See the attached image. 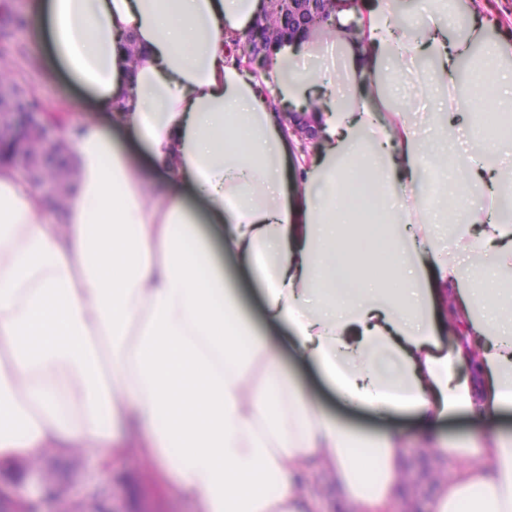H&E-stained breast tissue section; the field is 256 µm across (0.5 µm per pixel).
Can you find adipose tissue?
<instances>
[{"instance_id": "ef3b65f1", "label": "adipose tissue", "mask_w": 512, "mask_h": 512, "mask_svg": "<svg viewBox=\"0 0 512 512\" xmlns=\"http://www.w3.org/2000/svg\"><path fill=\"white\" fill-rule=\"evenodd\" d=\"M361 7L253 76L224 47L257 0H36L31 39L109 121L73 134L63 200L0 165V462L131 446L198 512H310L313 466L384 512L402 431L303 389L227 288L229 253L343 402L415 420L434 512H512V431L435 428L512 410V160L488 163L512 148V40L450 0L405 25ZM307 99L322 148L292 187L281 113Z\"/></svg>"}]
</instances>
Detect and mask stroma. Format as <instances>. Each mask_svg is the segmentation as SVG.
Here are the masks:
<instances>
[{
  "label": "stroma",
  "mask_w": 512,
  "mask_h": 512,
  "mask_svg": "<svg viewBox=\"0 0 512 512\" xmlns=\"http://www.w3.org/2000/svg\"><path fill=\"white\" fill-rule=\"evenodd\" d=\"M32 0H13L10 16H0V60L14 65L15 82L22 88L39 111L67 113L68 125L52 132L54 141H64L69 124H78L86 118L106 121L92 97L66 76H52L46 65L37 61L43 50L30 39L26 19ZM467 17L485 16L491 23L490 33L497 38H512V0H467ZM283 365L290 368L302 386L314 393L324 408L343 422L360 427H372L367 416L351 412L340 406L335 395L322 381L317 370L299 363L289 346H281ZM405 464L412 474L392 500L388 512H433L434 487L430 472L432 463L426 458L420 438L415 432L405 434ZM42 472L50 477L67 496L80 499L91 488L101 489L107 512H197L196 501L176 488L158 491L152 481L144 480L145 467L133 452L112 461L108 477L99 474V462L90 453L81 455L44 456Z\"/></svg>",
  "instance_id": "stroma-1"
}]
</instances>
